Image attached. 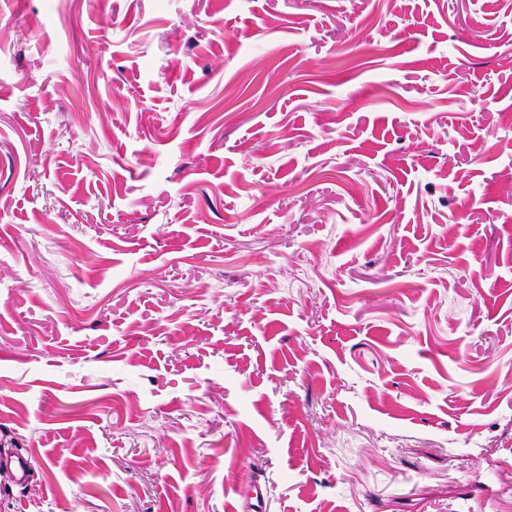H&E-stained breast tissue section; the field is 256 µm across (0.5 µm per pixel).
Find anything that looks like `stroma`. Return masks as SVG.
Instances as JSON below:
<instances>
[{
  "label": "stroma",
  "instance_id": "obj_1",
  "mask_svg": "<svg viewBox=\"0 0 512 512\" xmlns=\"http://www.w3.org/2000/svg\"><path fill=\"white\" fill-rule=\"evenodd\" d=\"M0 512H512V0H0ZM241 495L245 497L249 512H269L270 494L266 485H262L256 478L247 481Z\"/></svg>",
  "mask_w": 512,
  "mask_h": 512
}]
</instances>
